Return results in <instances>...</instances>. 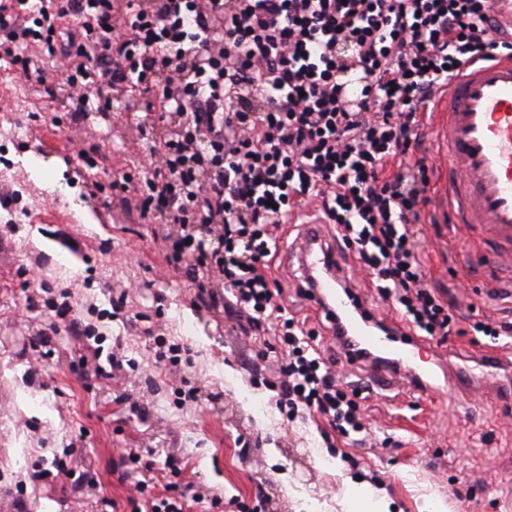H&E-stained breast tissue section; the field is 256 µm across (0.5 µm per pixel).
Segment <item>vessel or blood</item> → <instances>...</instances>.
Instances as JSON below:
<instances>
[{"label": "vessel or blood", "instance_id": "obj_1", "mask_svg": "<svg viewBox=\"0 0 512 512\" xmlns=\"http://www.w3.org/2000/svg\"><path fill=\"white\" fill-rule=\"evenodd\" d=\"M491 16L512 37V0H493ZM447 106L433 128L434 142L448 161V216L468 235L461 249L489 273L512 278V54L489 49L464 64L446 91ZM315 208L288 217L293 241L279 250L297 262L299 282L312 290L317 310L331 314L350 342L349 358L366 352L383 360V372L406 375L413 395L428 400L442 387L446 357L405 328L381 330L368 302L345 291L347 274L338 262L342 243L325 242Z\"/></svg>", "mask_w": 512, "mask_h": 512}]
</instances>
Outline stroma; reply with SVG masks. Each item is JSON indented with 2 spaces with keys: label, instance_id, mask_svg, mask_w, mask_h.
<instances>
[{
  "label": "stroma",
  "instance_id": "1",
  "mask_svg": "<svg viewBox=\"0 0 512 512\" xmlns=\"http://www.w3.org/2000/svg\"><path fill=\"white\" fill-rule=\"evenodd\" d=\"M46 89L0 68V512H130L128 484L112 464L123 448L150 449L146 482L163 494L165 460L175 454L183 481L221 496L224 512L265 499L266 512H344L350 482H374L395 512H423L426 501L446 512H498L485 482L512 475V406L490 393L458 399L441 390L432 404L415 403L394 378L380 385L364 367L342 359L327 322L297 297L285 261L272 267L282 299L307 328L319 331L324 357L336 358L341 381L367 385L364 443L339 437L326 447L325 421L299 413L287 419L256 367L259 341L232 330L222 313L194 301V290L165 262V224L126 214L112 183L148 168L149 141L138 119L119 112L66 114L61 88L66 62L44 58ZM435 173L424 210L428 278L467 318L500 319L507 301H486L492 281L478 267L455 273L459 242L448 238L444 200L447 160L429 148ZM55 176V189L46 186ZM78 250H71L70 242ZM37 278L66 290L77 317L105 333L103 353L119 349L134 363L125 374L86 389L69 363L92 356L66 330L47 349L34 340L49 322L46 310L26 309L25 282ZM125 291V311L111 315L113 292ZM163 316H156V307ZM187 347L190 361L171 368L155 356L153 334ZM143 403L132 410L131 400ZM391 447H382L384 438ZM74 449L73 465L87 472L81 495L64 480L31 481V474Z\"/></svg>",
  "mask_w": 512,
  "mask_h": 512
}]
</instances>
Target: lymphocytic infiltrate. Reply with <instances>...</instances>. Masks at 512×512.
Wrapping results in <instances>:
<instances>
[{"label": "lymphocytic infiltrate", "instance_id": "lymphocytic-infiltrate-1", "mask_svg": "<svg viewBox=\"0 0 512 512\" xmlns=\"http://www.w3.org/2000/svg\"><path fill=\"white\" fill-rule=\"evenodd\" d=\"M491 0H0V60L24 77L30 47L68 58L70 112L125 103L150 113L153 173L128 210L171 227L166 263L196 299L247 336L272 335L269 387L292 418L365 430L360 386L343 390L316 330L281 303L270 272L281 226L317 203L383 301L437 343L460 316L431 287L422 211L432 168L425 116L464 63L494 39ZM108 96H101V89ZM138 482L131 512H184L220 497L180 482Z\"/></svg>", "mask_w": 512, "mask_h": 512}]
</instances>
